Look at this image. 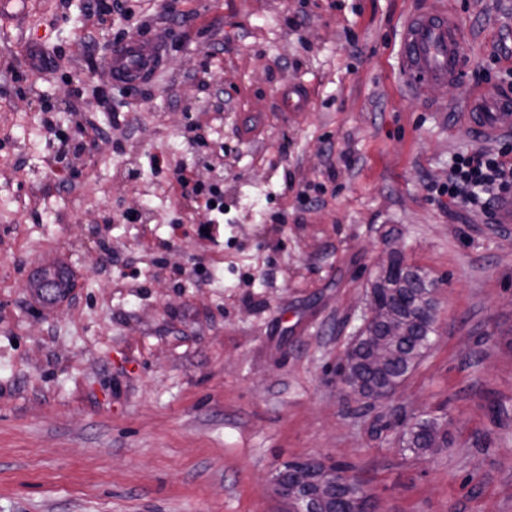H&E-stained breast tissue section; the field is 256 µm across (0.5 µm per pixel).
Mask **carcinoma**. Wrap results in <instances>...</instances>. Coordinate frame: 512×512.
I'll return each instance as SVG.
<instances>
[{
	"label": "carcinoma",
	"instance_id": "1",
	"mask_svg": "<svg viewBox=\"0 0 512 512\" xmlns=\"http://www.w3.org/2000/svg\"><path fill=\"white\" fill-rule=\"evenodd\" d=\"M373 291L400 319L404 329L403 336L390 342L392 355L384 369L366 379L370 387H384L409 374L415 360L430 347L435 324V300L428 288L426 275L411 266L405 268V274L400 279L380 275L373 285ZM380 334L379 326L368 328L356 349L354 370L364 371L369 344ZM405 437L407 448L414 452H426L433 438L448 441V421L421 414L408 426ZM369 507L370 499L363 495L361 486L354 483L336 488V499L322 498L317 504L318 512H367Z\"/></svg>",
	"mask_w": 512,
	"mask_h": 512
}]
</instances>
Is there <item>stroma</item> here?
<instances>
[{
  "label": "stroma",
  "instance_id": "1",
  "mask_svg": "<svg viewBox=\"0 0 512 512\" xmlns=\"http://www.w3.org/2000/svg\"><path fill=\"white\" fill-rule=\"evenodd\" d=\"M420 0H28L0 18V512H286L288 462L343 468L371 512H512V224L451 218L461 116L512 0H448L468 58L426 102L399 70ZM166 65L113 84L123 38ZM25 71L15 82L7 67ZM309 93L302 112L280 96ZM100 134L67 173L42 106ZM183 168L224 210L186 200ZM209 224L200 236V224ZM397 248L438 283L439 330L387 401L336 368ZM64 262L53 310L27 282ZM451 419L447 453L406 423Z\"/></svg>",
  "mask_w": 512,
  "mask_h": 512
}]
</instances>
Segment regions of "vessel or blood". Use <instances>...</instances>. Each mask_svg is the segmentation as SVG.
<instances>
[{
	"instance_id": "vessel-or-blood-1",
	"label": "vessel or blood",
	"mask_w": 512,
	"mask_h": 512,
	"mask_svg": "<svg viewBox=\"0 0 512 512\" xmlns=\"http://www.w3.org/2000/svg\"><path fill=\"white\" fill-rule=\"evenodd\" d=\"M164 49L146 36L112 50L109 75L113 83L136 86L151 80L163 61ZM467 59L463 31L447 0H427L404 22L399 51L403 83L411 96L425 100L427 89L462 78ZM470 127L482 138L512 134V98L480 89L468 97Z\"/></svg>"
}]
</instances>
